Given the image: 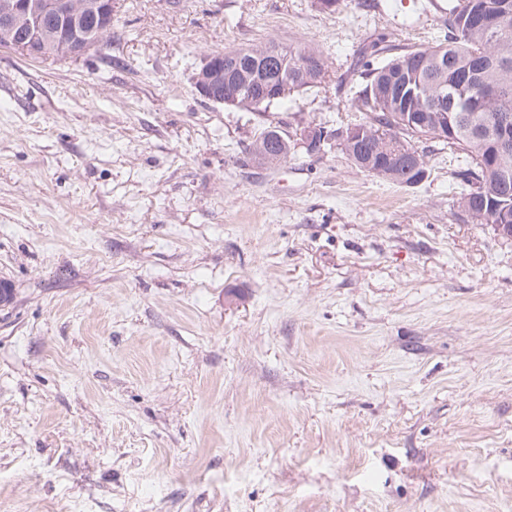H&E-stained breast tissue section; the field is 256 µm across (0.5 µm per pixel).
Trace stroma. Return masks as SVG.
<instances>
[{
    "label": "stroma",
    "instance_id": "1",
    "mask_svg": "<svg viewBox=\"0 0 512 512\" xmlns=\"http://www.w3.org/2000/svg\"><path fill=\"white\" fill-rule=\"evenodd\" d=\"M114 2L81 57L0 48V512H512V240L441 141L404 186L300 140L364 122L359 52L439 43L448 0ZM265 44L325 82L197 93ZM232 51L240 53V70L231 82V91L224 86V72L231 73L237 64ZM205 57L195 73L194 86L200 96L212 103H228L251 112H265L281 104L286 96L295 91L321 84L328 72L326 59L316 50L303 47L291 49L275 45L234 48ZM283 71L288 82L279 88V97L270 98L264 82L280 84L279 73ZM225 90V97H224ZM225 106V105H224Z\"/></svg>",
    "mask_w": 512,
    "mask_h": 512
}]
</instances>
